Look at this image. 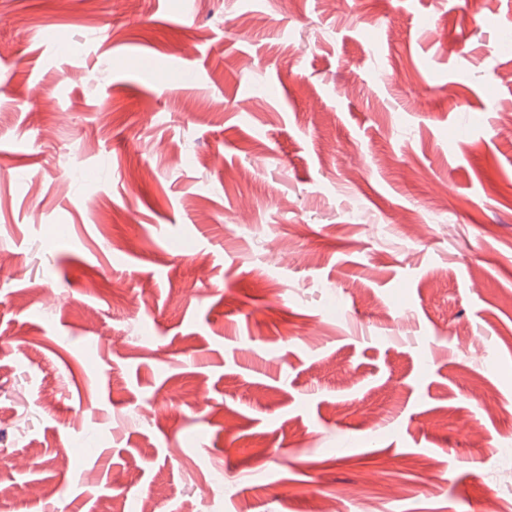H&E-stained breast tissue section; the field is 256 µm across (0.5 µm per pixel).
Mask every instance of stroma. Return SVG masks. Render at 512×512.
Masks as SVG:
<instances>
[{"instance_id":"obj_1","label":"stroma","mask_w":512,"mask_h":512,"mask_svg":"<svg viewBox=\"0 0 512 512\" xmlns=\"http://www.w3.org/2000/svg\"><path fill=\"white\" fill-rule=\"evenodd\" d=\"M510 29L0 0V512H512Z\"/></svg>"}]
</instances>
